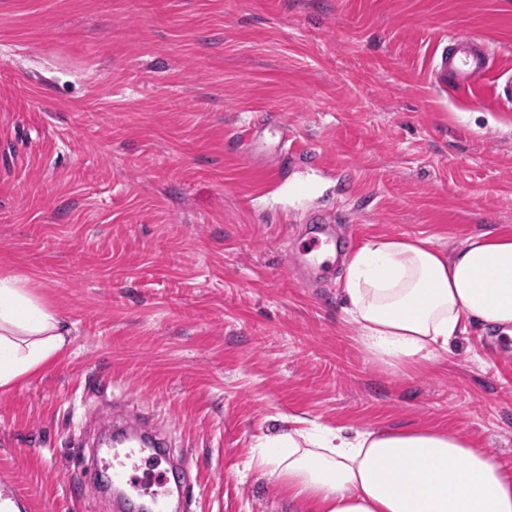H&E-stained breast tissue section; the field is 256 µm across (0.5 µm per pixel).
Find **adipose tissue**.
<instances>
[{"instance_id":"adipose-tissue-1","label":"adipose tissue","mask_w":512,"mask_h":512,"mask_svg":"<svg viewBox=\"0 0 512 512\" xmlns=\"http://www.w3.org/2000/svg\"><path fill=\"white\" fill-rule=\"evenodd\" d=\"M345 314L392 368L430 362L479 322L512 335V235L485 231L453 253L379 238L344 265ZM61 317L0 277V388L65 346ZM260 463L301 512H512V475L462 434L425 426L362 431L292 428L264 441Z\"/></svg>"}]
</instances>
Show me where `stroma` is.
<instances>
[{"label": "stroma", "instance_id": "35a3bbf8", "mask_svg": "<svg viewBox=\"0 0 512 512\" xmlns=\"http://www.w3.org/2000/svg\"><path fill=\"white\" fill-rule=\"evenodd\" d=\"M456 35L494 68L443 90ZM509 77L512 0H0V275L69 330L0 389V496L114 512L79 443L116 411L167 434L189 512H297L256 460L292 417L435 426L512 474V338L473 323L392 369L343 311L342 262L319 284L286 263L312 212L358 247L512 234ZM262 113L322 156L283 166L298 202L241 148Z\"/></svg>", "mask_w": 512, "mask_h": 512}]
</instances>
